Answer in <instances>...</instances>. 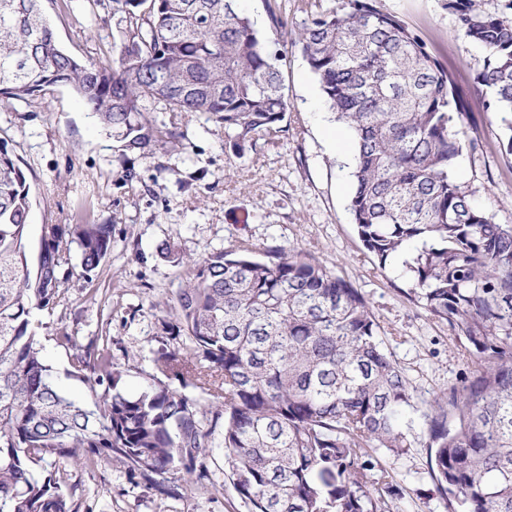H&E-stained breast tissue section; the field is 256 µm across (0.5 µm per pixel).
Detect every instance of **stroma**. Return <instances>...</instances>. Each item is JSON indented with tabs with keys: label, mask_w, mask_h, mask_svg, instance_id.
Segmentation results:
<instances>
[{
	"label": "stroma",
	"mask_w": 512,
	"mask_h": 512,
	"mask_svg": "<svg viewBox=\"0 0 512 512\" xmlns=\"http://www.w3.org/2000/svg\"><path fill=\"white\" fill-rule=\"evenodd\" d=\"M446 2L375 0L454 69L469 103L466 125L483 150L462 153L453 175L495 222L512 224V159L499 152L502 123L484 112L474 84L486 54L458 32ZM308 3L241 0V7L266 33L272 12L301 27ZM43 10L70 55L82 61L112 58V0H43ZM280 68L290 102L282 128L255 135L241 150L207 113L171 112L155 104L144 118L163 140L140 154L124 150L69 88L22 101L0 95V142L13 150L30 186V259H37L51 225L112 227L106 261L88 273L78 255H71L55 305L32 316L43 358L67 394L90 398L85 385L68 374L72 350L58 341L65 333L82 346L96 342L124 364L123 391L135 393L152 383L153 359L168 341L161 325L165 302L189 276L162 257L168 243L199 264L242 243L314 255L364 295L419 409L473 371L474 362L463 356L447 324L407 298L410 282L401 260L382 269L363 251L348 210L353 162L342 153L352 136L335 119L299 51H285ZM214 442L206 460L217 485L212 492L159 495L108 456L92 471L67 466L62 488L74 491L77 512H251L229 479L222 434ZM426 443V428L418 421L411 448L381 458L395 483L393 512H448L428 469Z\"/></svg>",
	"instance_id": "stroma-1"
}]
</instances>
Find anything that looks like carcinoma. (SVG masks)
Instances as JSON below:
<instances>
[{
  "mask_svg": "<svg viewBox=\"0 0 512 512\" xmlns=\"http://www.w3.org/2000/svg\"><path fill=\"white\" fill-rule=\"evenodd\" d=\"M298 30L269 12L275 43L298 48L356 148L349 210L364 249L386 268L410 243L407 296L476 358L473 375L441 390L427 426L437 490L461 512H512V225L498 224L452 175L467 103L454 73L375 0H318ZM462 35L487 57L476 74L485 109L510 131L512 18L481 0H448ZM110 60L82 62L59 44L42 0H0V94L25 99L71 88L130 152L159 139L144 113H209L239 150L280 129L288 92L270 49L238 0H112ZM224 86L221 97L211 94ZM32 205L18 160L0 144V512H74L58 464L92 469L113 457L161 495L171 475L215 487L204 460L222 430L235 490L255 512H391L378 453L412 447V386L352 282L315 256L272 248L258 259L221 251L174 294L162 321L176 340L154 370L212 397L150 385L117 389L125 371L105 350L73 348L94 409L64 395L31 328L54 305L70 245L90 272L112 248V225H53L36 268L26 248ZM379 469L378 477L372 476Z\"/></svg>",
  "mask_w": 512,
  "mask_h": 512,
  "instance_id": "cac0c4a2",
  "label": "carcinoma"
}]
</instances>
